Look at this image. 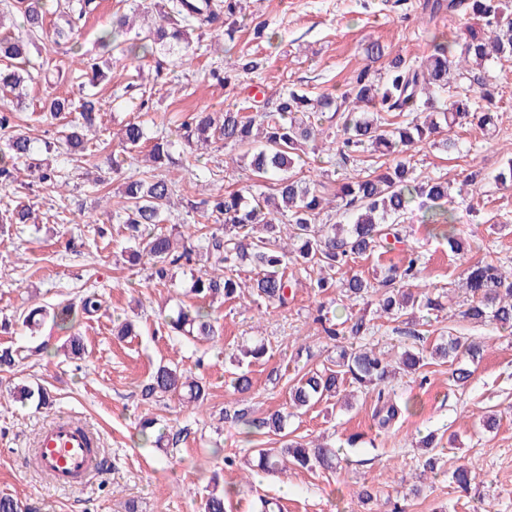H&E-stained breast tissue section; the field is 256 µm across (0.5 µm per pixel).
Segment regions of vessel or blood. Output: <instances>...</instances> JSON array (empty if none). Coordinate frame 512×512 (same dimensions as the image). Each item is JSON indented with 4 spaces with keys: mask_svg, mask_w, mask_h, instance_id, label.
<instances>
[{
    "mask_svg": "<svg viewBox=\"0 0 512 512\" xmlns=\"http://www.w3.org/2000/svg\"><path fill=\"white\" fill-rule=\"evenodd\" d=\"M33 457L52 484L74 489L83 487L101 463L91 433L68 417L54 418L44 427Z\"/></svg>",
    "mask_w": 512,
    "mask_h": 512,
    "instance_id": "b4317fda",
    "label": "vessel or blood"
}]
</instances>
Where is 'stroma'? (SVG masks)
<instances>
[{
    "label": "stroma",
    "mask_w": 512,
    "mask_h": 512,
    "mask_svg": "<svg viewBox=\"0 0 512 512\" xmlns=\"http://www.w3.org/2000/svg\"><path fill=\"white\" fill-rule=\"evenodd\" d=\"M424 0H250L249 9L261 13L274 30L272 40L254 38L248 30L237 32L234 53L263 60L260 73L240 76L224 86L209 77L211 68L223 64V27L212 28L203 38L190 68L170 64L156 54L135 62H112L110 82L99 87L103 106L98 117L101 136L111 139L126 121L143 120L148 132L174 133L194 112H213L248 98L273 102L289 87L310 95L344 90L354 72L383 69L384 59L372 60L365 49L378 42L386 57L402 55L422 60L432 46L430 33L448 37L463 34L461 15L428 16ZM124 0H94L84 19L82 35L72 50L45 47L34 63L43 64L58 93L62 74H73L72 60L97 54L96 39L111 27L114 16L127 13ZM165 82L142 111L129 87L152 83L156 68ZM495 76V104L499 118L485 131L465 123L450 136L455 151L423 142L413 148L415 173L448 181L457 227L468 257L488 256L512 266V185L496 183V175L512 160V59L491 63ZM69 183L66 198L42 191L29 171H21L22 190H0V205L23 197L36 215L27 224L0 223V347L22 345L30 339L49 344L47 354L24 365L0 370V494H9L36 512H201L208 485L219 483L227 491L230 512H254L259 498L277 500L280 512H512V335L494 327L471 323L457 312L467 296L458 286L463 257L443 240L433 238L419 213L406 216L402 240L383 254L350 260L347 274L377 280L409 255L420 259L423 285L439 296L443 311H418L392 320L376 317V298L357 302L334 301L337 318L361 313L373 316L374 327L364 344L389 354L406 347L429 348L443 338L484 341L486 351L472 367L465 389L448 381L447 363L434 359L416 374H400L386 382L392 398L407 405L400 422L389 428L374 427L371 413L375 392L345 384L350 407L319 402L308 409L292 410L289 388L308 368L327 366L337 349L315 322L318 297L311 292L309 275L291 265L285 275L293 284L288 307L273 312L250 299L214 304L222 334L210 342L191 344L169 335L164 311L190 281L186 268L175 270L174 285L148 282L142 266L132 264L123 249L125 240L112 224V200L125 181L138 178L141 159H127L112 171L104 156L75 164L65 157H47ZM223 151H206L188 170H172L182 190L171 198L169 224L184 235L197 236L199 214L191 206L213 190L237 189L252 182L249 171L224 169ZM482 174L481 187L464 185L472 168ZM97 293L101 309L83 317L78 329L84 339L81 357L57 353L64 333L44 323L37 336H29L16 320L31 304L79 303L87 293ZM130 319L134 335L113 334L114 319ZM264 340L267 356L247 366L252 381L248 394L234 393L230 357L239 345ZM178 363L186 375L202 379L209 389L207 406L195 411L177 399L142 401L140 390L160 361ZM38 384L49 396L48 405L13 400L15 386ZM288 413L286 429L306 442L327 439L340 450L337 472L298 467L282 474L250 471L257 448H275L274 435H249L242 424L224 418L225 409ZM69 416L94 431L103 469L80 489L59 488L44 479L31 462V450L42 427L51 419ZM495 417L494 428L483 425ZM155 419L156 431L189 427L190 434L173 456L164 449L142 445L138 429L142 418ZM441 436L435 453L436 473H423L427 449L420 440ZM221 456H214V448ZM471 463L467 489L457 488L452 472ZM370 489L372 499L359 493Z\"/></svg>",
    "instance_id": "35a3bbf8"
}]
</instances>
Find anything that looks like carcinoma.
Instances as JSON below:
<instances>
[{"label": "carcinoma", "mask_w": 512, "mask_h": 512, "mask_svg": "<svg viewBox=\"0 0 512 512\" xmlns=\"http://www.w3.org/2000/svg\"><path fill=\"white\" fill-rule=\"evenodd\" d=\"M244 0H168V9L144 37L137 36L129 44L118 40L124 33L126 17L112 23L97 38L100 53L95 58H80L79 82L72 85L69 96L51 92L43 103V114L56 119L66 112H79V121L63 131L61 137L44 143L45 151L63 150L71 161L82 163L99 151L100 142H91L85 133L96 124L100 102L93 89L106 80L112 55L140 59L152 56L157 49L175 55L181 66L194 56L189 32H197V41L211 27L229 22L225 32L234 41L238 19H246ZM91 0H0V20L18 13L22 22L13 31L0 32V91L9 92L13 99L0 104V186L16 182L15 171L21 163L32 159L35 143L30 135L18 129L16 112L23 107L26 87L35 82L39 71L31 66V48L47 41L58 45L78 43L83 19V7ZM430 13L461 8L482 22L491 37L484 39L474 31L459 43L438 42L423 60L411 61L397 55L391 58L383 75L375 77L367 69L354 75L338 94L323 93L312 99L306 93L289 88L279 95L272 109H259L247 115L250 107L229 106L219 112H198L188 117L177 131L183 144L182 155L173 153L170 135L160 131L147 137L141 121H129L117 133L118 154L110 158L112 169L120 167L118 155L132 153L152 140L148 159L153 168L125 182L120 200L112 211V219L122 225L123 237L141 249L130 252L134 261L147 260L149 279L166 285L172 281V269L196 258L214 260L211 266L200 268L192 275L189 293L202 303L180 305L165 315L164 321L174 336L192 341H209L219 335L215 318L203 305L207 300L222 297L236 298L241 293L238 269L247 268L251 280L252 302L268 309L288 305V278L281 269L289 263L307 271L318 269L316 278L309 281L314 295L325 297L333 291L348 301H357L370 293L378 294L379 313L391 319L407 314L408 308L420 303L430 311L443 309L441 302L417 292L419 257L410 258L403 268L388 269L377 288L367 279L355 274L341 276L339 272L355 257L369 256L388 247V239L400 242L398 220L419 203L420 222L430 226L433 235L448 240V246L461 250L457 237L454 210L448 206V182L439 178L413 175L408 151L427 141L441 127H453L463 119H477L480 128L494 124L498 113L492 110L490 90L494 76L486 63L500 58H512V0H431L425 4ZM57 16L59 23L49 32L44 18ZM231 48H224V66L211 71V76L228 85L232 74L240 71L252 74L260 71L259 60L232 58ZM482 67V74L473 77L479 89L475 97L467 89L452 87L451 74L462 79L473 65ZM448 101L440 102L441 95ZM378 112H399L408 120L389 130L369 109ZM330 112L339 115L340 129L328 132L322 128L321 117ZM209 146L229 148L237 152L232 164L242 162L251 174L270 186L271 193L256 195L248 188L232 192L218 191L196 204L207 217L215 218L218 227L206 231L189 244L158 229L165 222L167 203L174 195L176 183L159 172L165 167L186 168L193 159L195 148ZM373 149L395 158L385 168L369 167L343 179L333 193L339 207L351 218L348 224H326L321 219L331 200L296 168L307 151L332 152L344 163L355 161L360 154ZM38 183L53 192L59 187V171L37 163ZM30 207L17 202L4 207L0 221L25 224L30 220ZM461 279L469 294V303L461 317L474 323H488L512 331V271L492 258H482L462 265ZM101 308L96 293L85 295L80 308L71 304L55 307H34L18 316V323L35 333L45 318L65 333L63 347L73 356L84 352L83 338L73 332L78 313L90 315ZM315 321L321 324L328 340L336 342L345 337L350 345L341 347L334 366L310 368L290 388L289 400L297 409L308 408L318 401L336 397L347 380L363 386L379 385L392 374L387 354L374 347L361 345L358 340L370 329L364 317L339 324L329 317L326 306L319 305ZM483 345L462 344L456 338L440 343L430 352L424 349L406 350L399 364L409 373L428 365V359L449 360L456 365L451 371L455 386L464 388L472 371L458 366L467 360L476 363L482 358ZM46 349L40 344L30 347L0 349V368H12L33 354ZM177 395L181 403L200 407L207 402L208 388L185 375L178 364H160L142 386L145 401H159ZM11 395L21 401L35 400L48 404L49 395L38 385L18 386ZM401 414V408L383 390L377 391L373 420L380 428L388 427ZM231 418L246 426L248 433H273L284 438V448L273 454L256 449L257 466L275 473L293 465L305 469L319 468L336 472L340 458L336 449L327 445L307 448L284 434L286 416L280 412L253 416L234 411ZM184 430L169 431L158 436L152 422L140 425V439L145 444L175 448ZM226 493L213 487L205 498L204 512H225Z\"/></svg>", "instance_id": "obj_1"}]
</instances>
